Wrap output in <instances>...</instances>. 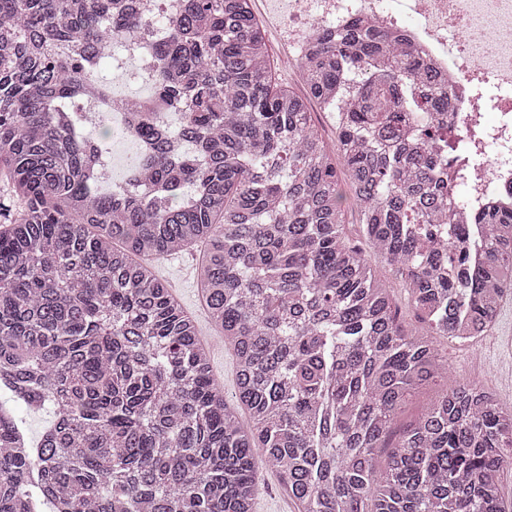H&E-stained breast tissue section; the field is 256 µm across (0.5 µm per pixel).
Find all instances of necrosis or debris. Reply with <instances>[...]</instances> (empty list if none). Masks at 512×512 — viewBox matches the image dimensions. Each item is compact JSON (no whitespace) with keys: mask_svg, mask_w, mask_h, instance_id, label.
Instances as JSON below:
<instances>
[{"mask_svg":"<svg viewBox=\"0 0 512 512\" xmlns=\"http://www.w3.org/2000/svg\"><path fill=\"white\" fill-rule=\"evenodd\" d=\"M273 10L299 56L317 30L360 20L421 57L450 88L458 141L477 160L448 184L478 204L460 216L466 234L480 237V211L512 208V0H273Z\"/></svg>","mask_w":512,"mask_h":512,"instance_id":"1","label":"necrosis or debris"}]
</instances>
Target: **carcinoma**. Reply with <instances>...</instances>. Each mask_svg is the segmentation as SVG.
Returning <instances> with one entry per match:
<instances>
[{
    "instance_id": "1",
    "label": "carcinoma",
    "mask_w": 512,
    "mask_h": 512,
    "mask_svg": "<svg viewBox=\"0 0 512 512\" xmlns=\"http://www.w3.org/2000/svg\"><path fill=\"white\" fill-rule=\"evenodd\" d=\"M159 15L145 155L101 188L119 99L91 64L136 0H0V178L23 210L0 220V385L52 420L31 445L0 415V512H253L259 468L298 512H512V408L445 386L390 447L410 390L445 374L406 333L390 269L435 335L465 342L512 282V211L468 242L445 195L450 94L374 27L316 36L308 94L275 82L252 0H175ZM336 102L327 142L310 100ZM341 165L351 195L339 184ZM204 245L197 286L238 360L221 397L196 325L152 261ZM246 412L250 424L242 422Z\"/></svg>"
}]
</instances>
